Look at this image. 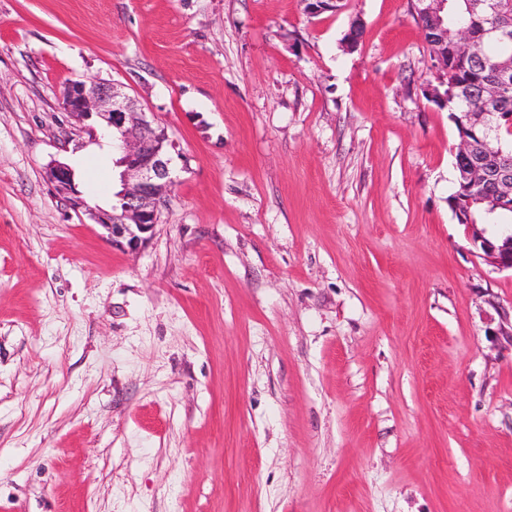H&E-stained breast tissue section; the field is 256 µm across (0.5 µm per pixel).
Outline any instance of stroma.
<instances>
[{
  "instance_id": "obj_1",
  "label": "stroma",
  "mask_w": 512,
  "mask_h": 512,
  "mask_svg": "<svg viewBox=\"0 0 512 512\" xmlns=\"http://www.w3.org/2000/svg\"><path fill=\"white\" fill-rule=\"evenodd\" d=\"M438 77L409 0H0V512H512V271ZM99 79L174 144L135 251L47 177L111 209L63 135ZM460 218L458 219L459 224L466 226L470 234V241L477 253L483 256L491 263L502 269H510L512 271V209H499L489 210L488 203L474 204L471 208V213L474 217L481 221H493V222H482L478 224L477 220L466 219V217L459 211H457ZM500 219H506L510 222L509 224H500L494 222ZM483 223L500 224L502 228L493 237H486L485 230L479 228V225H485Z\"/></svg>"
}]
</instances>
